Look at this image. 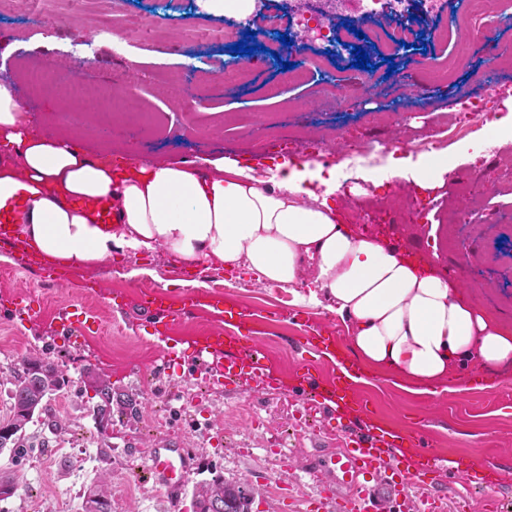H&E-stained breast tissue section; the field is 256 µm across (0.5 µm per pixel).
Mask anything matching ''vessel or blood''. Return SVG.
Wrapping results in <instances>:
<instances>
[{
    "label": "vessel or blood",
    "mask_w": 512,
    "mask_h": 512,
    "mask_svg": "<svg viewBox=\"0 0 512 512\" xmlns=\"http://www.w3.org/2000/svg\"><path fill=\"white\" fill-rule=\"evenodd\" d=\"M68 203L92 224L106 227L116 218L115 209L106 196H73ZM32 206L31 197L21 193L8 205L0 207V244L22 248L17 226L24 223ZM139 305L155 327L198 309L195 296H176L158 290L142 295ZM298 344L336 362L330 389L308 393L301 410L302 417H319L320 436L341 438L338 451L318 456L308 468L316 486L311 501L317 512H381L387 499L394 500L398 512H440V498L429 495L417 502L402 486L403 481L409 479L432 484L443 480L437 456L418 451L417 438L402 436L378 423L366 434L346 430V420L364 409L355 391L361 372L340 352L334 334L316 329L299 336ZM192 357L198 370L206 372L215 385L257 393L279 390L277 380L267 372L261 348L242 347L237 337L224 335L223 331L196 342ZM193 466V459L185 449L171 444L154 448L150 469L170 503H179L183 493L181 476Z\"/></svg>",
    "instance_id": "vessel-or-blood-1"
}]
</instances>
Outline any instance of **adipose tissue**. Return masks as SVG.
<instances>
[{
    "instance_id": "adipose-tissue-1",
    "label": "adipose tissue",
    "mask_w": 512,
    "mask_h": 512,
    "mask_svg": "<svg viewBox=\"0 0 512 512\" xmlns=\"http://www.w3.org/2000/svg\"><path fill=\"white\" fill-rule=\"evenodd\" d=\"M25 112L0 84V204L22 190L31 194L33 208L18 235L35 255L78 266L116 251L161 250L190 266L243 267L261 282L306 287L303 302H327L362 363L425 392L512 364V332L457 279L417 268L380 239L337 223L327 201L339 188L335 169L289 162L270 182L229 159L208 170L145 162L118 171L68 142L24 133ZM455 164L432 152L393 161L390 172L430 190ZM321 189L326 199H319ZM72 195L110 196L116 223H88L70 208Z\"/></svg>"
}]
</instances>
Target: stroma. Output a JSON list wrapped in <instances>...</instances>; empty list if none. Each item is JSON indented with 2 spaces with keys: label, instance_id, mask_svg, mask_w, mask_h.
<instances>
[{
  "label": "stroma",
  "instance_id": "stroma-1",
  "mask_svg": "<svg viewBox=\"0 0 512 512\" xmlns=\"http://www.w3.org/2000/svg\"><path fill=\"white\" fill-rule=\"evenodd\" d=\"M465 2L441 0V11L428 25L448 26V42L431 41L426 50L408 53L401 78L389 74L387 63H379L371 73L372 96L356 105L340 107L323 99L320 77L298 81L266 61L259 49V23L202 10L188 21L184 0H86L82 5L9 0L0 10V83L11 86L26 104L31 131L112 161L133 157L196 164L224 157L253 162L263 177L286 160L324 162L333 154L336 136L360 139L370 156L381 160L430 150L457 155L465 144L480 141L478 152L459 158L452 172L477 186L470 223H450L444 186L437 190L440 204L427 221L360 223L365 195L390 196L394 189L367 181L368 172L380 175L383 167L351 169L343 162L336 166L342 182L337 217L352 232L381 237L440 272L454 270L475 303L512 328V175L501 168L512 159V140L482 144L485 129L478 125L444 144L436 135L451 123L462 98L489 95L498 107L512 100V63L497 55L512 46V27L493 17L479 30L449 27L452 12H463ZM144 19L167 31L168 38L160 43L147 32L127 47L126 57L140 65L136 96L124 111L113 113L111 122L133 125L138 114L147 113L153 123L142 139L116 149L94 107L65 99L60 86L73 76L121 82L125 73L112 60L111 41L99 30L109 26L120 33ZM231 28L247 35L254 52L245 59L243 77L228 82L224 60L233 51L221 34ZM460 43L468 46L464 64L444 70L443 61ZM53 57L65 62L58 80L31 92L22 71ZM188 61L209 76L201 89L208 98L205 106L188 105L176 95L191 82L183 68ZM271 84L281 85L279 97L266 96ZM287 125L304 128L302 142H279ZM42 269L0 245V422L10 415L9 380L28 356L50 357L70 378L69 386L28 424L27 454L16 459L0 451V478L13 479L16 486L10 498L0 501V512H81L84 492L103 478L109 483L112 512H193L192 490L205 466L245 485L252 493L251 512H308L314 487L305 468L324 446L295 425L293 411L310 388L328 387L334 365L306 353L295 339L308 324L331 328L342 344H349L335 314L322 304L301 303L293 289L268 287L246 269H188L162 252H116L94 266L57 264L51 283L41 281ZM148 289L218 292L255 314L287 304V317L260 325L255 334L284 389L253 396L242 388L206 387L186 348L215 328L214 316L200 310L171 323L165 335L154 334L138 308L139 294ZM84 307L97 310L99 326L77 347L69 343L60 316ZM97 377L110 378L116 392L136 399L139 416L116 412L111 425L100 429L91 387ZM407 386L393 373L370 371L360 386L370 414L356 418L358 432H368L377 420L410 435H426L453 483L463 471L503 463L499 480L473 493L471 512H481L488 497L512 503V366L501 369L491 390L468 384L461 390L414 394ZM164 441L185 448L197 464L182 476L184 491L176 508L147 478L151 451Z\"/></svg>",
  "mask_w": 512,
  "mask_h": 512
}]
</instances>
